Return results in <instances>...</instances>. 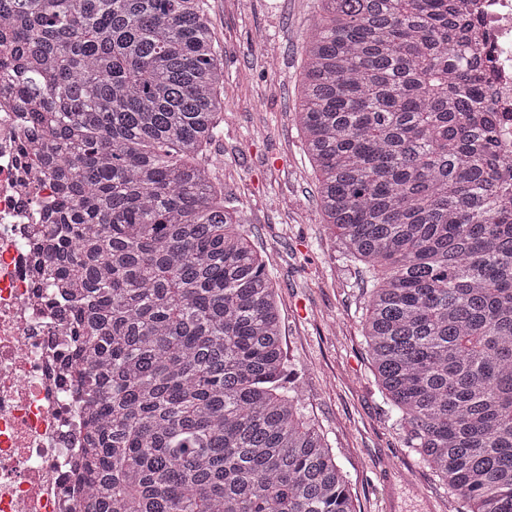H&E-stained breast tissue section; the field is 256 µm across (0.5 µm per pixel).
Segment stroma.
<instances>
[{
  "label": "stroma",
  "mask_w": 512,
  "mask_h": 512,
  "mask_svg": "<svg viewBox=\"0 0 512 512\" xmlns=\"http://www.w3.org/2000/svg\"><path fill=\"white\" fill-rule=\"evenodd\" d=\"M207 4L224 59L222 135L211 154L271 273L306 412L348 475L355 512H465L403 448L364 348L360 268L320 222L293 120L317 0Z\"/></svg>",
  "instance_id": "stroma-1"
}]
</instances>
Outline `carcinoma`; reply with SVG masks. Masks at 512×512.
<instances>
[{
    "label": "carcinoma",
    "mask_w": 512,
    "mask_h": 512,
    "mask_svg": "<svg viewBox=\"0 0 512 512\" xmlns=\"http://www.w3.org/2000/svg\"><path fill=\"white\" fill-rule=\"evenodd\" d=\"M461 0H318L294 110L320 223L370 275L402 446L512 512V182ZM205 0H0V79L52 182L47 257L86 416V512H354L209 148Z\"/></svg>",
    "instance_id": "obj_1"
}]
</instances>
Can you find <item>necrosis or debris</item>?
<instances>
[{"label":"necrosis or debris","mask_w":512,"mask_h":512,"mask_svg":"<svg viewBox=\"0 0 512 512\" xmlns=\"http://www.w3.org/2000/svg\"><path fill=\"white\" fill-rule=\"evenodd\" d=\"M479 53L500 118L504 152H512V0H475ZM23 113L0 92V512H75L83 431L64 356L66 333L46 302L30 227L35 199L52 192L22 147Z\"/></svg>","instance_id":"obj_1"}]
</instances>
